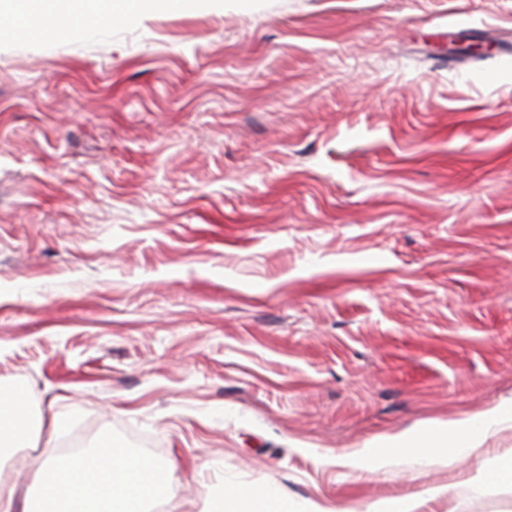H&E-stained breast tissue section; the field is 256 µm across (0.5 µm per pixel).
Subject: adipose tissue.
Masks as SVG:
<instances>
[{
	"mask_svg": "<svg viewBox=\"0 0 512 512\" xmlns=\"http://www.w3.org/2000/svg\"><path fill=\"white\" fill-rule=\"evenodd\" d=\"M205 0H0V39H36L96 31L117 19L141 13L191 11ZM512 422V401L480 415L447 422L432 421L395 436L368 442L347 456L349 465L382 468L389 457H435L461 461L478 449L487 432ZM36 422L29 393L18 385L0 384V512H149L173 488L174 463L131 460L111 438L101 437L78 452L45 460L35 474V486L22 490L4 466L19 449L34 447ZM209 512H299L295 502L270 486L226 482L212 498Z\"/></svg>",
	"mask_w": 512,
	"mask_h": 512,
	"instance_id": "adipose-tissue-1",
	"label": "adipose tissue"
}]
</instances>
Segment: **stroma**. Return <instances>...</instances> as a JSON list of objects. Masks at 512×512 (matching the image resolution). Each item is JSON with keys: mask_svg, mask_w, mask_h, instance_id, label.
<instances>
[{"mask_svg": "<svg viewBox=\"0 0 512 512\" xmlns=\"http://www.w3.org/2000/svg\"><path fill=\"white\" fill-rule=\"evenodd\" d=\"M0 382L47 458L111 435L302 512H512L347 455L512 401V0H217L0 41ZM68 421L53 433L52 416ZM439 485L447 495L430 499Z\"/></svg>", "mask_w": 512, "mask_h": 512, "instance_id": "35a3bbf8", "label": "stroma"}]
</instances>
